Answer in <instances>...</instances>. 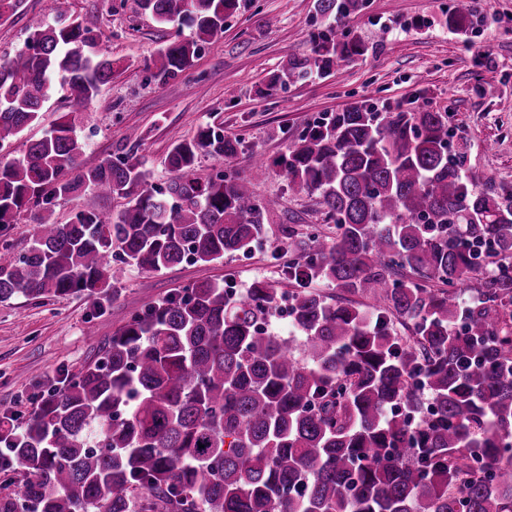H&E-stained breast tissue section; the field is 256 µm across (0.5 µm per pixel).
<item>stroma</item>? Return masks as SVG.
Segmentation results:
<instances>
[{"instance_id":"obj_1","label":"stroma","mask_w":512,"mask_h":512,"mask_svg":"<svg viewBox=\"0 0 512 512\" xmlns=\"http://www.w3.org/2000/svg\"><path fill=\"white\" fill-rule=\"evenodd\" d=\"M28 12L0 19V58L24 49L29 16L52 23L96 14L97 48L112 56L116 71L83 114L86 142L80 158L89 168L101 160L134 155L163 186L169 178V147L212 125L242 138L243 152L232 166L200 157L196 177L207 179L231 168L257 197H274L266 235L247 253L209 264L185 262L159 273L134 267L111 282L108 297L87 293L50 299L22 295L0 302V411L28 415L50 384L71 378L90 363L99 346L122 326L133 307L162 301L176 290L211 280L247 289L254 279L278 292L293 286L275 254L281 225L305 231L324 223L318 196L299 193L275 169L253 165V155L273 159L307 126L345 108L366 103L379 111L422 108L448 115L450 147L466 146L468 173L479 189H512V0H481L482 18L467 35L448 29L454 0H364L345 29L362 38L367 51L339 70L259 95L269 75L292 57L311 53V38L328 27L316 0H245L226 19L224 35L204 44L190 70L166 81L154 79L144 60L175 28L137 14L133 0H25ZM62 90L44 106L42 120L21 139L0 149V157L20 156L27 141L41 138L64 111ZM142 134L127 141L129 129Z\"/></svg>"}]
</instances>
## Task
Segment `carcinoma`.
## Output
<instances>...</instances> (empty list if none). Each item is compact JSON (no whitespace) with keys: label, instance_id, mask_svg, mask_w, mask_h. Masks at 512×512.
Wrapping results in <instances>:
<instances>
[{"label":"carcinoma","instance_id":"carcinoma-1","mask_svg":"<svg viewBox=\"0 0 512 512\" xmlns=\"http://www.w3.org/2000/svg\"><path fill=\"white\" fill-rule=\"evenodd\" d=\"M362 4L317 0L332 23L311 55L270 75L266 94L364 55L341 27ZM241 5L135 0L190 30L145 67L161 81L192 68ZM476 15L475 0H457L448 28L464 32ZM27 28V50L0 61V147L40 122L56 81L67 108L23 157L0 160V302L92 295L122 264L217 262L266 234L277 199L227 174L195 176L199 156L243 151L210 126L169 149L163 188L131 156L81 167L77 122L114 74L96 52L98 18L33 15ZM466 161L449 150L448 115L428 109L360 104L304 129L273 166L318 195L336 233L299 241L281 229L301 339L260 332L281 300L260 280L238 298L200 281L132 312L24 422L0 413V457L14 472L0 512H512V192L479 190ZM89 187L125 206L52 219L56 201ZM28 211L36 231L16 254L5 236ZM476 276L479 297L466 302L457 287ZM419 379L431 402L415 423L396 408L422 409Z\"/></svg>","mask_w":512,"mask_h":512}]
</instances>
